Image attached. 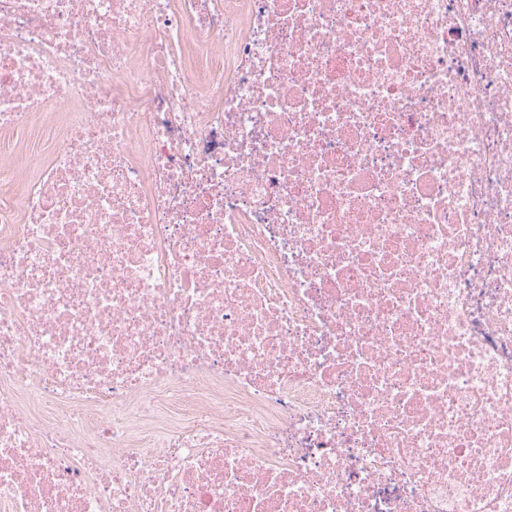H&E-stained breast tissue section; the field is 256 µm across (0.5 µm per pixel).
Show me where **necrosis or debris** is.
I'll list each match as a JSON object with an SVG mask.
<instances>
[{
    "label": "necrosis or debris",
    "mask_w": 512,
    "mask_h": 512,
    "mask_svg": "<svg viewBox=\"0 0 512 512\" xmlns=\"http://www.w3.org/2000/svg\"><path fill=\"white\" fill-rule=\"evenodd\" d=\"M0 512H512V0H0Z\"/></svg>",
    "instance_id": "1"
}]
</instances>
